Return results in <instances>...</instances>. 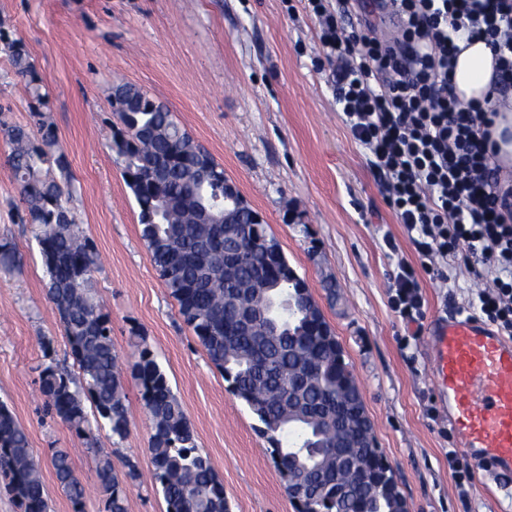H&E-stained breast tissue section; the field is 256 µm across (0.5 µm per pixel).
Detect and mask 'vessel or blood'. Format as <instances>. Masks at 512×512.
Segmentation results:
<instances>
[{
  "label": "vessel or blood",
  "instance_id": "vessel-or-blood-1",
  "mask_svg": "<svg viewBox=\"0 0 512 512\" xmlns=\"http://www.w3.org/2000/svg\"><path fill=\"white\" fill-rule=\"evenodd\" d=\"M438 397L474 463L512 473V339L460 315L436 322L426 338Z\"/></svg>",
  "mask_w": 512,
  "mask_h": 512
}]
</instances>
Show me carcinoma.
I'll use <instances>...</instances> for the list:
<instances>
[{"instance_id":"carcinoma-1","label":"carcinoma","mask_w":512,"mask_h":512,"mask_svg":"<svg viewBox=\"0 0 512 512\" xmlns=\"http://www.w3.org/2000/svg\"><path fill=\"white\" fill-rule=\"evenodd\" d=\"M0 54L26 81L34 100L35 130H4L10 162L20 185L22 222L32 227L48 276L46 293L64 330L73 374L57 365L40 373L51 413L85 440L97 459L98 491L106 512H127L126 486L137 479L128 460L118 476L112 455L96 447L92 422L106 421L112 436L129 431L126 393L112 324L96 302L91 278L98 253L82 234L73 206L72 174L53 124L40 106L44 79L19 40L0 38ZM118 123L112 151L139 208L141 237L210 362L224 373L230 391L260 423L275 467L287 487L301 477L314 512H406L403 494H386L383 479L337 463L336 445H352V460L365 462L369 449L359 434L366 406L349 365L336 363V334L316 303L301 294L305 280L291 267L265 224L249 215L224 223V167L176 121L174 114L134 84L112 92ZM18 264L15 248L0 243V271ZM150 416L149 452L166 512H229L224 486L196 436L165 372L144 348L131 365ZM93 414H88L85 401ZM56 480L82 512L85 488L69 452L52 449ZM0 482L20 512H50L42 465L28 434L0 403Z\"/></svg>"}]
</instances>
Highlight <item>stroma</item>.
<instances>
[{
  "mask_svg": "<svg viewBox=\"0 0 512 512\" xmlns=\"http://www.w3.org/2000/svg\"><path fill=\"white\" fill-rule=\"evenodd\" d=\"M22 41L46 84V113L72 171L78 223L99 254L91 286L112 321L122 366L148 348L165 371L224 485L230 512H296L258 422L229 390L180 318L140 236L139 209L111 150L112 84H134L166 104L224 167L303 278L344 349L409 512H512V474L475 473L459 484L453 463L469 455L438 399L424 338L438 320L468 310L492 277L451 270L421 275L424 317L406 324L392 306L399 262L419 266L390 207L371 154L336 107V62L322 50L307 0H0V37ZM25 81L0 54V242L20 255L0 272V401L43 458L52 512H75L47 459L66 448L86 488V512H105L96 461L84 441L48 414L43 366L72 367L46 297V272L16 205L19 184L3 134L33 127ZM334 283L328 291L326 283ZM130 430L113 439L115 469L138 463L127 512H165L148 452L151 422L126 380Z\"/></svg>",
  "mask_w": 512,
  "mask_h": 512,
  "instance_id": "1",
  "label": "stroma"
}]
</instances>
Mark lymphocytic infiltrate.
<instances>
[{
    "mask_svg": "<svg viewBox=\"0 0 512 512\" xmlns=\"http://www.w3.org/2000/svg\"><path fill=\"white\" fill-rule=\"evenodd\" d=\"M309 4L336 59V102L423 261L418 270L399 263L395 311L411 322L422 316L419 273L444 280L455 260L488 266L495 276L472 309L512 336V185L492 164L496 110L463 105L452 81L456 39H480L495 57L491 93L512 92V0H389L399 25L392 42L369 20L362 34L347 32L367 0Z\"/></svg>",
    "mask_w": 512,
    "mask_h": 512,
    "instance_id": "f902f5d3",
    "label": "lymphocytic infiltrate"
}]
</instances>
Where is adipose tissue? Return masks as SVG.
Wrapping results in <instances>:
<instances>
[{"label": "adipose tissue", "mask_w": 512, "mask_h": 512, "mask_svg": "<svg viewBox=\"0 0 512 512\" xmlns=\"http://www.w3.org/2000/svg\"><path fill=\"white\" fill-rule=\"evenodd\" d=\"M460 53L454 71L456 93L464 103L485 102L494 72L495 60L490 48L482 41L457 40Z\"/></svg>", "instance_id": "obj_1"}]
</instances>
